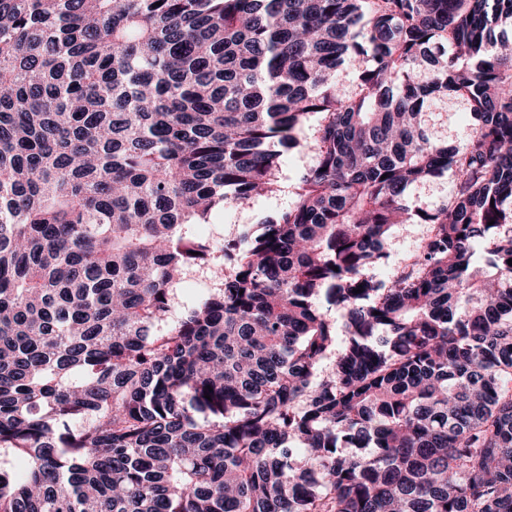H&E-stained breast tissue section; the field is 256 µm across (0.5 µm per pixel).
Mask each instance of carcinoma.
Masks as SVG:
<instances>
[{"label":"carcinoma","instance_id":"obj_1","mask_svg":"<svg viewBox=\"0 0 512 512\" xmlns=\"http://www.w3.org/2000/svg\"><path fill=\"white\" fill-rule=\"evenodd\" d=\"M498 26L512 0H0V512H512ZM449 97L461 147L422 121ZM281 195L212 265L198 227ZM454 177L448 170L440 177L425 184L411 188L408 193L412 199H418L427 208H434L448 200L453 189ZM428 231V224L417 222L400 224L395 227L386 245L389 258L377 268L376 273L378 278L380 280L388 279L394 272L397 262L413 254L428 234Z\"/></svg>","mask_w":512,"mask_h":512}]
</instances>
